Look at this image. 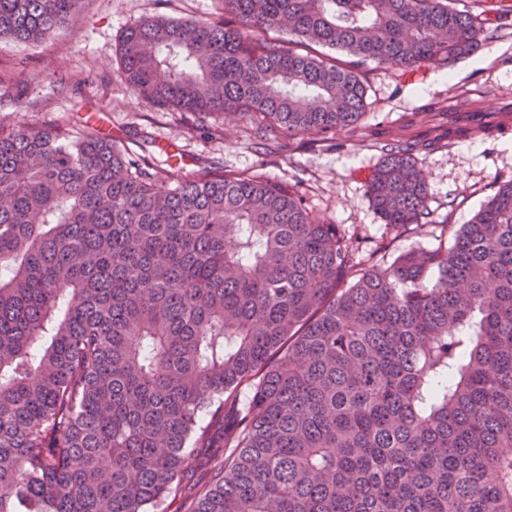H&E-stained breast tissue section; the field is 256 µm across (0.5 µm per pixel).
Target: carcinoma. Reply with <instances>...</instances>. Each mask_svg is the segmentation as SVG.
Masks as SVG:
<instances>
[{"label":"carcinoma","mask_w":512,"mask_h":512,"mask_svg":"<svg viewBox=\"0 0 512 512\" xmlns=\"http://www.w3.org/2000/svg\"><path fill=\"white\" fill-rule=\"evenodd\" d=\"M221 2L126 27L124 80L290 145L358 128L366 62L451 67L512 12ZM83 4L0 0V41L73 28ZM456 110L480 113L462 95L427 131H373L367 196L398 234L432 223L416 155L467 137ZM511 130L500 112L484 133ZM162 175L84 120L0 127V512H512L511 181L390 261L294 184L242 171L163 193Z\"/></svg>","instance_id":"obj_1"}]
</instances>
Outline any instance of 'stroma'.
Wrapping results in <instances>:
<instances>
[{
    "mask_svg": "<svg viewBox=\"0 0 512 512\" xmlns=\"http://www.w3.org/2000/svg\"><path fill=\"white\" fill-rule=\"evenodd\" d=\"M220 14L219 0H86L77 31L60 30L37 44L0 42V126L54 127L99 109L113 138L144 148L165 171L163 188L217 170L260 168L273 180L297 179L325 220L377 240L387 230L366 194L365 179L380 160L368 140L370 126L427 112L436 102L452 104L463 92L485 112L512 106V15L454 67L453 81L439 80L442 68L433 61L412 72L369 65L367 115L359 128L337 132L330 142L307 134L290 147L260 149L248 121L164 109L133 95L118 54L130 23L146 16L191 21ZM417 165L429 184L433 222L395 239L397 254L437 244L443 223H468L498 185L512 180V132L452 142L419 154Z\"/></svg>",
    "mask_w": 512,
    "mask_h": 512,
    "instance_id": "35a3bbf8",
    "label": "stroma"
}]
</instances>
